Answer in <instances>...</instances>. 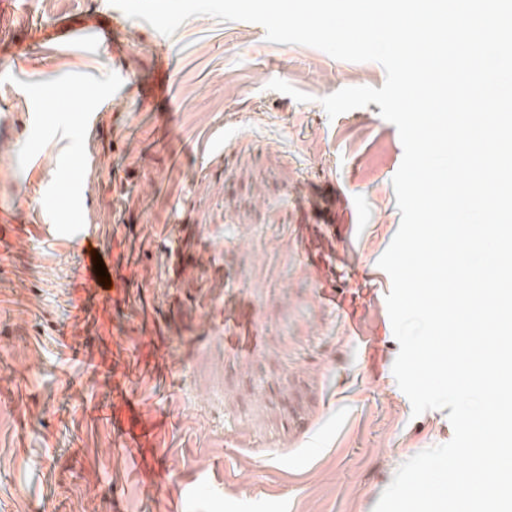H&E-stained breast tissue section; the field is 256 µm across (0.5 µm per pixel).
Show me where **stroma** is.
I'll return each mask as SVG.
<instances>
[{
    "label": "stroma",
    "mask_w": 512,
    "mask_h": 512,
    "mask_svg": "<svg viewBox=\"0 0 512 512\" xmlns=\"http://www.w3.org/2000/svg\"><path fill=\"white\" fill-rule=\"evenodd\" d=\"M0 33V512H373L453 436L392 373L399 133L321 104L384 68L110 0H12Z\"/></svg>",
    "instance_id": "obj_1"
}]
</instances>
